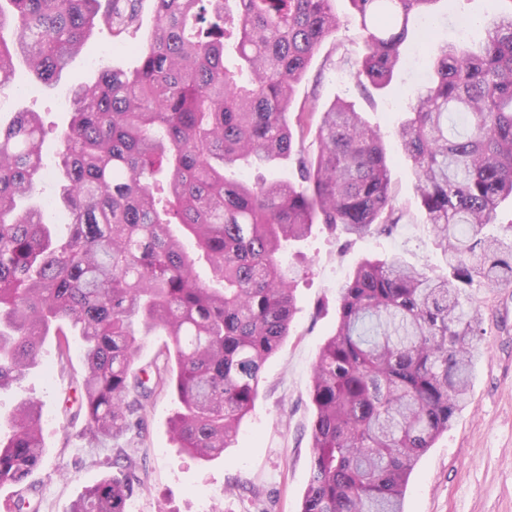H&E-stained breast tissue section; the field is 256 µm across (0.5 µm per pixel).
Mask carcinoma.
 <instances>
[{
	"label": "carcinoma",
	"instance_id": "carcinoma-1",
	"mask_svg": "<svg viewBox=\"0 0 512 512\" xmlns=\"http://www.w3.org/2000/svg\"><path fill=\"white\" fill-rule=\"evenodd\" d=\"M334 0H154L156 24L133 71L104 69L68 89L72 112L55 161L67 232L34 196L46 176L37 112L0 124V392H18L0 437V487L42 462L43 409L24 393L56 336L58 364L79 331L74 379L82 436L102 446L140 423L169 389L171 432L205 461L237 441L262 369L288 337L302 269L287 247L324 224L347 238L403 219L381 133L354 105L294 107L320 46L339 28ZM364 52L336 65L381 89L411 18L439 0H349ZM0 0V88L17 65L56 88L95 31L136 26L141 0ZM434 76L397 136L425 223L446 260L429 274L367 257L340 288L337 325L313 367L310 476L301 512H403L419 460L466 406L485 334L462 290L512 285V225L485 228L512 199V12L476 51L435 44ZM464 131L448 132V114ZM288 159L297 179L244 172ZM210 270L199 280L197 263ZM169 337L162 362L133 374L142 337ZM86 487L69 512H126L136 461Z\"/></svg>",
	"mask_w": 512,
	"mask_h": 512
}]
</instances>
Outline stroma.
Segmentation results:
<instances>
[{
    "label": "stroma",
    "mask_w": 512,
    "mask_h": 512,
    "mask_svg": "<svg viewBox=\"0 0 512 512\" xmlns=\"http://www.w3.org/2000/svg\"><path fill=\"white\" fill-rule=\"evenodd\" d=\"M334 7L340 27L315 53L295 97L301 101L315 93L323 107L338 99L349 101L380 129L391 158L395 204L405 217L391 233L347 243L318 224L300 249L283 254L287 263L300 256L306 259L307 272L295 292L297 312L289 336L263 368L258 397L240 425L236 445L222 458L203 461L178 447L170 432L179 408L172 392L147 402L142 436L127 447L138 462L141 482L128 502L135 512H300L315 418L312 368L320 347L336 329L341 285L368 256L396 255L432 274L445 270L396 136L433 72L431 43L412 32L391 82L381 89L361 87L349 71L329 63L340 52L360 53L364 42L360 19L348 0H334ZM497 8L496 0H438L423 21L433 27L431 42L475 48L484 41ZM154 24L153 2L143 0L138 28L118 37L99 30L72 59L65 86L50 93L30 94L31 75L17 69L13 83L0 90V120L9 121L23 109L40 113L46 129L43 156L46 164H53L59 134L69 119L68 85L92 82L103 64L135 69ZM463 303L480 308L485 321L476 377L465 409L418 460L408 480L404 512H512V286L473 285ZM82 370L78 339H71L63 367L57 363L55 338L46 340L43 363L29 375L26 386L43 403L47 453L22 485L0 487V504L32 496L40 500V512H68L84 487L109 473L111 449L86 447L81 439L84 417L64 406L73 394L72 380Z\"/></svg>",
    "instance_id": "1"
}]
</instances>
